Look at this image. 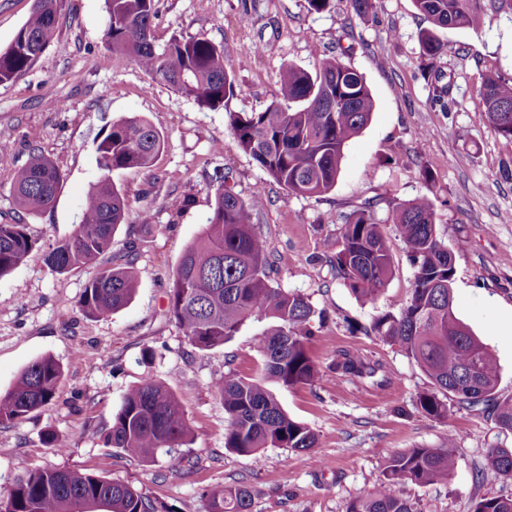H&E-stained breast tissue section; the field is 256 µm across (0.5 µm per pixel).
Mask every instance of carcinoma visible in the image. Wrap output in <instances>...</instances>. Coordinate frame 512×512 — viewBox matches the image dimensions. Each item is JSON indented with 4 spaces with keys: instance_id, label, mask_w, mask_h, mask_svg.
Returning <instances> with one entry per match:
<instances>
[{
    "instance_id": "cac0c4a2",
    "label": "carcinoma",
    "mask_w": 512,
    "mask_h": 512,
    "mask_svg": "<svg viewBox=\"0 0 512 512\" xmlns=\"http://www.w3.org/2000/svg\"><path fill=\"white\" fill-rule=\"evenodd\" d=\"M63 0H35V7L10 46L0 51V83L29 70L55 35ZM486 0H414L416 9L438 28H477ZM105 41L112 53L136 63L154 83L166 84L209 109L227 108L236 84L224 60V49L194 37H174L156 44L153 0H104ZM427 77L433 80V102L445 105L448 85L440 84L435 63L443 45L431 30L421 32ZM480 95L485 123L512 139V79H482ZM374 111L371 92L361 73L342 56H322L315 72L293 65L282 68L278 100L260 111L228 113L240 151L289 193L317 197L336 185L344 151L369 123ZM164 147V137L135 116L116 121L95 145L99 178L88 193L79 224L71 236L46 256L49 269L65 274L92 264L112 246L123 223L127 202L112 174L148 169ZM214 203L205 228L185 249L169 289V309L189 344L199 350L220 346L250 318H268L257 350L263 373L250 378L230 371L215 383L227 424L224 447L260 460L264 448L309 451L318 438L306 424L291 418L274 393L284 387L311 385L320 370L308 341L315 311L301 294L274 285V264L254 217L265 203L256 190L240 198L232 176L214 178ZM63 178L45 156L34 154L14 170L11 190L17 205L35 216L53 207ZM379 200L388 215L362 207L345 219L336 255L329 259L336 277L356 296L377 302L392 272V256L382 225L392 224L415 266L411 293L398 312L385 311L362 328L381 336L416 362L435 391L417 399V410L433 419L448 416L438 394L465 407L483 406L500 428L512 431V398L495 396L499 366L492 353L455 314V256L436 231L434 210L426 197L398 202ZM35 242L18 222L0 223V277L18 267ZM138 288L133 263L103 267L88 282L77 304L91 322L127 306ZM329 370L358 378L377 368L358 352L339 350ZM60 363L42 357L21 371L11 390L0 395V424H19L53 400L62 378ZM191 434L180 398L162 381L149 377L132 387L112 417L107 443L128 457L149 463L158 454L175 457ZM455 436L440 448H410L391 456L384 480L356 499L347 512H417L405 489L446 482L456 467ZM488 465L512 479V448H494ZM11 512H158L154 501L135 487L66 469L25 468L7 498ZM251 496L243 485L210 493V512H250ZM474 512H512V498H483Z\"/></svg>"
}]
</instances>
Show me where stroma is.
<instances>
[{
	"label": "stroma",
	"mask_w": 512,
	"mask_h": 512,
	"mask_svg": "<svg viewBox=\"0 0 512 512\" xmlns=\"http://www.w3.org/2000/svg\"><path fill=\"white\" fill-rule=\"evenodd\" d=\"M153 9L158 44L191 36L223 48L237 84L227 108L199 106L113 56L103 0H64L56 34L35 64L0 83V129L13 136L10 152L0 155V222L23 221L35 242L26 260L0 277V394L41 357L63 367L51 404L21 424H0V494L24 464L126 482L172 512H208L210 493L236 484L249 489L250 512H346L381 483L391 455L440 447L452 433L457 465L448 483L407 489L418 512H473L480 498H512V480L485 466L490 449L512 448V432L483 408L453 401L447 418L423 416L416 400L432 388L426 374L395 344L358 331L379 312L398 311L413 284L415 267L394 228H383L393 266L377 303L352 294L328 263L346 217L383 189L400 202L428 197L437 232L456 258V315L496 357L497 396L512 397V139L484 124L479 96L485 75L512 78V8H489L476 29L440 30L448 50L436 66L450 86L444 111L423 76L419 38L429 23L412 0H375L366 21L350 0H334L321 13L307 0H153ZM250 43L261 44L259 55L242 53ZM330 53L343 54L363 75L375 109L347 145L335 188L296 196L238 149L228 115L275 101L283 64L311 71L316 55ZM132 116L158 129L165 144L151 170L114 173L128 210L102 264L133 262L139 287L129 305L91 323L76 301L97 268L59 275L45 255L71 235L98 179L95 140ZM35 152L53 161L63 186L53 208L32 216L17 206L10 179ZM221 169L232 172L241 198L264 187L255 224L274 279L320 314L309 344L320 379L272 388L288 414L317 434L318 445L308 452L267 448L258 465L225 448L224 406L212 384L231 369L260 375L256 339L264 320H248L223 346L199 350L169 312L172 273L207 222ZM182 200L187 208L176 211ZM344 348L375 363V376L331 372ZM147 377L182 400L192 434L177 458L145 463L104 443L124 395ZM50 433L64 441L63 450L47 444Z\"/></svg>",
	"instance_id": "stroma-1"
}]
</instances>
